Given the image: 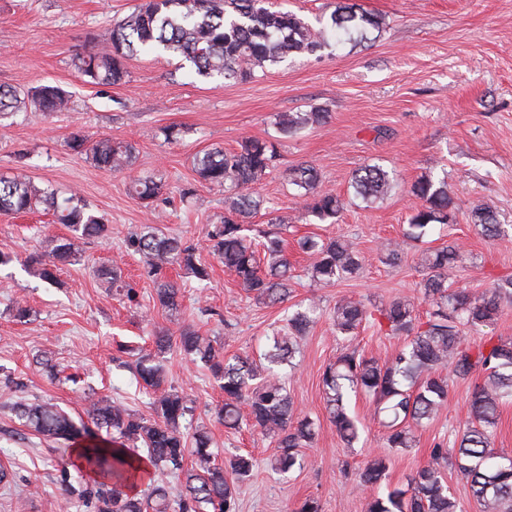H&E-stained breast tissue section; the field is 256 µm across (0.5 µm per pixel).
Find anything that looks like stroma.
<instances>
[{"mask_svg": "<svg viewBox=\"0 0 512 512\" xmlns=\"http://www.w3.org/2000/svg\"><path fill=\"white\" fill-rule=\"evenodd\" d=\"M139 2L0 0V84L26 90L52 83L70 96L68 111L20 112L0 120V174L24 167L59 198L77 196L108 227L104 239L84 244L78 261L62 266L52 286L21 260L43 235H67L65 225L47 212L0 214V251L18 256L0 266V463L13 478L10 489L0 488V512H95L87 494L92 480L76 467H61L53 443L23 426L13 410L18 396L5 387L6 378L25 383V398L52 401L75 418L84 414L81 395L88 391L148 417V396L134 373L140 356L155 354V337L190 325L222 341L227 354L255 359L268 337L287 335V312L310 299L321 314L298 338L296 366L283 376L316 433L302 450L303 468L292 473L274 470L270 437L217 421L224 394L202 363L176 351L160 362L168 382L186 396L192 425L209 432L217 463L252 457L253 471L238 485L239 512H294L310 496L320 500L322 512H366L357 470L385 451L388 482L406 485L434 444L453 448L474 382L451 380L444 410L419 431L415 446L390 451L371 399L353 397L351 408L364 429L354 447H345L325 408L324 368L349 346L384 360L401 342L370 322L353 341L343 340L331 313L342 300L374 312L405 297L415 301L418 315L426 314L418 248H407L396 266L379 260L381 249L401 243L416 204L408 189L424 174L447 177L455 214L443 236L468 250L453 280L479 293L512 277V235L487 239L469 220L472 207L488 205L501 223L512 224V0H356L387 22L376 41L292 56L247 81L196 79L179 57L147 52L128 60L121 84L98 85L80 76L75 57L95 50L102 31ZM312 110L327 112V120L290 137L279 133L278 113ZM166 126L180 129L179 140L165 141ZM75 133L90 141L108 136L132 143L131 171L93 167L68 148ZM248 138L273 142L279 153L258 187L265 205L252 219L260 227L281 221L291 227L288 256L296 277L288 302L278 307L248 297L203 245L207 226L224 214V193L199 182L194 159L213 148L238 150ZM302 162L317 168L323 190L344 200L337 223H316L299 208L286 170ZM366 164L381 165L398 180L371 205L356 198L351 186L354 171ZM134 175L161 179L167 202L152 210L130 196ZM149 225L199 243L198 256L211 269L203 283L169 270L182 292L174 315L156 303L152 284L141 275L140 255L124 248L129 233ZM312 234L352 240L367 259L360 275L314 287L305 274L309 259L295 244ZM112 264L134 287L135 300L97 278V267ZM19 306L30 310L29 321L14 319ZM44 354L57 364V376L36 364Z\"/></svg>", "mask_w": 512, "mask_h": 512, "instance_id": "35a3bbf8", "label": "stroma"}]
</instances>
